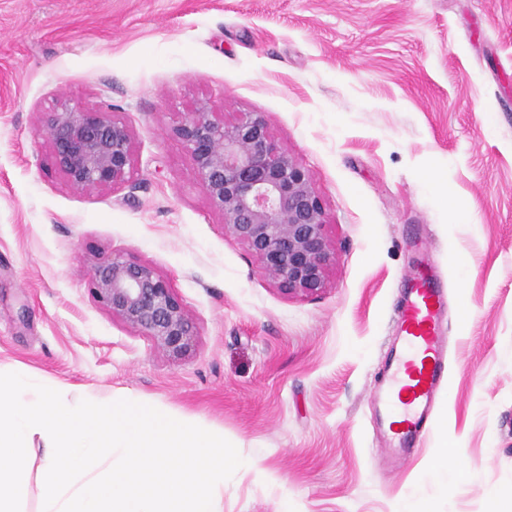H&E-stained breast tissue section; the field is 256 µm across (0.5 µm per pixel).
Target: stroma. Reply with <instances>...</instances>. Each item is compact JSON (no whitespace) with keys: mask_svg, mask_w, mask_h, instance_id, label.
Masks as SVG:
<instances>
[{"mask_svg":"<svg viewBox=\"0 0 512 512\" xmlns=\"http://www.w3.org/2000/svg\"><path fill=\"white\" fill-rule=\"evenodd\" d=\"M63 99L130 127L129 187L66 185L41 127ZM202 101L263 113L310 171L336 248L318 297L225 233L170 133ZM421 231L448 375L393 471L372 399ZM114 253L168 281L185 356L95 302ZM0 371L223 433L270 473L225 480L224 512H512V0H0Z\"/></svg>","mask_w":512,"mask_h":512,"instance_id":"stroma-1","label":"stroma"}]
</instances>
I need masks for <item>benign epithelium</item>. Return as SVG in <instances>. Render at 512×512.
Listing matches in <instances>:
<instances>
[{"label":"benign epithelium","instance_id":"obj_1","mask_svg":"<svg viewBox=\"0 0 512 512\" xmlns=\"http://www.w3.org/2000/svg\"><path fill=\"white\" fill-rule=\"evenodd\" d=\"M42 124L56 168L83 192L122 189L135 164L129 126L112 107L62 101ZM172 133L191 157L196 182L224 231L256 258L288 295L314 297L336 260L326 232L325 203L312 176L282 148L265 116L240 112L232 121L205 103L181 116ZM94 299L171 356L186 353L195 327L168 282L144 263L114 253L91 268Z\"/></svg>","mask_w":512,"mask_h":512}]
</instances>
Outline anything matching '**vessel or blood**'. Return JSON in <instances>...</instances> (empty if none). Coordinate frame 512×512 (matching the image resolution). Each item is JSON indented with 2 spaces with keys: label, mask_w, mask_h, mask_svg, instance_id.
Wrapping results in <instances>:
<instances>
[{
  "label": "vessel or blood",
  "mask_w": 512,
  "mask_h": 512,
  "mask_svg": "<svg viewBox=\"0 0 512 512\" xmlns=\"http://www.w3.org/2000/svg\"><path fill=\"white\" fill-rule=\"evenodd\" d=\"M447 303L445 288L425 265L405 274L385 354V385L376 397L378 451L386 464L414 453L431 420L435 394L448 375Z\"/></svg>",
  "instance_id": "obj_1"
}]
</instances>
